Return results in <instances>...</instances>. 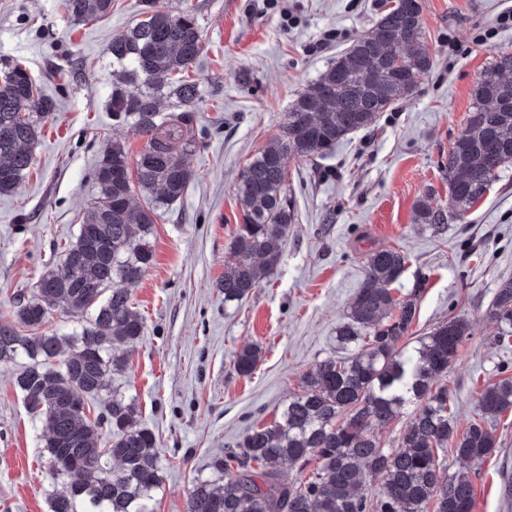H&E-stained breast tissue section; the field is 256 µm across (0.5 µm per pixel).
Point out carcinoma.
<instances>
[{
    "mask_svg": "<svg viewBox=\"0 0 512 512\" xmlns=\"http://www.w3.org/2000/svg\"><path fill=\"white\" fill-rule=\"evenodd\" d=\"M77 21L112 11V0H64ZM421 18L397 3L311 82L288 108L280 134L249 162L237 183L242 219L231 242L235 263L224 269V301L240 302L276 269L288 228L295 220L287 192L288 164L332 153L348 134L407 98L418 75L433 65L419 46ZM194 14L160 13L147 0L142 19L112 37V117L147 137L135 161L120 143L110 144L99 164V197L66 249L64 272L47 269L36 296L17 306L14 324L0 323V365L26 360L16 377L29 411L47 436L52 478L64 490L48 512H145L160 483L159 441L137 421L133 401L114 397L104 416L86 419L88 399L127 366V355L144 333V318L131 304L130 286L153 260L148 241L158 211L179 200L193 180L183 154L195 146L184 108L202 99L187 70L202 51ZM55 103L39 93L19 63L0 69V195L12 193L29 172L33 150ZM512 163V52L500 50L475 89L467 124L448 151L451 208L464 215L490 190L495 171ZM143 203H134V192ZM416 220L442 231L448 208L420 203ZM405 256L393 248L373 252L365 280L338 326L346 355L308 373L303 390L285 403L269 426L247 430L242 441L210 462L224 483L198 479L187 512H472L470 474L449 472L441 454L452 451L473 469L484 462L495 438L487 428L512 409V378L487 385L476 402L477 419L457 432L441 382L459 347L470 336L462 318L450 316L407 349L416 317V285L406 299L392 285ZM56 308L91 310L90 320L70 333L38 330ZM497 325L494 340L512 339V278L500 282L488 307ZM26 332L17 330V326ZM260 350L238 352L239 374H252ZM417 408L386 449L376 430ZM108 427L112 445L101 447ZM308 477L290 484L283 463ZM383 481L373 502L363 494L370 477Z\"/></svg>",
    "mask_w": 512,
    "mask_h": 512,
    "instance_id": "cac0c4a2",
    "label": "carcinoma"
}]
</instances>
